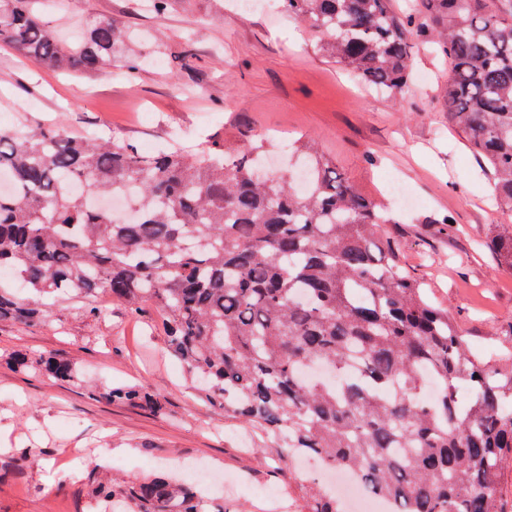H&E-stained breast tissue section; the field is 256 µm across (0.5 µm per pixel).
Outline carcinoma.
Masks as SVG:
<instances>
[{
	"label": "carcinoma",
	"mask_w": 512,
	"mask_h": 512,
	"mask_svg": "<svg viewBox=\"0 0 512 512\" xmlns=\"http://www.w3.org/2000/svg\"><path fill=\"white\" fill-rule=\"evenodd\" d=\"M324 50L393 96L410 83L416 15L450 64L444 108L482 158L496 204L512 214V0H280ZM41 0H0V43L63 71L112 63V19L74 45L40 17ZM263 142H180L156 154L105 135L76 138L26 124L0 129V320L43 322L54 302L98 315L109 294L137 313H162L169 349L201 399L260 432L281 458L317 456L359 474L394 512H506L499 482L512 463V353L470 352L448 310L398 259L365 198L307 141L288 164L309 174L299 195L284 174H261ZM131 189L134 219L116 223L90 200ZM512 271V233L497 239ZM329 369L336 384L303 369ZM39 374L78 378L49 356ZM438 383L427 399L426 380ZM469 393L460 402L459 391ZM159 409L135 387L102 393ZM299 512H342L316 480H299ZM113 512H224L166 477L91 482Z\"/></svg>",
	"instance_id": "obj_1"
}]
</instances>
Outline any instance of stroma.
<instances>
[{"label":"stroma","instance_id":"35a3bbf8","mask_svg":"<svg viewBox=\"0 0 512 512\" xmlns=\"http://www.w3.org/2000/svg\"><path fill=\"white\" fill-rule=\"evenodd\" d=\"M112 18L145 63L126 80L117 66L59 72L0 44V127L54 122L70 136L100 129L141 147L172 131L190 146L261 135L274 144L311 139L337 172L395 217L386 236L402 261L447 307L472 351L512 346V272L491 249L512 232L464 134L441 108L445 58L416 19L414 75L400 98L367 88L324 52L306 24L276 6L241 12L233 0H178L164 15L140 0H66L46 21L65 37L90 17ZM400 180L404 208L386 189ZM101 315L62 302L48 322H0V512H88L90 480L170 474L182 462L221 470L208 491L226 512H276L296 462L278 460L261 435L199 400L166 349L161 314L131 313L102 299ZM61 356L78 381L14 366ZM137 387L160 409L109 402L108 387Z\"/></svg>","mask_w":512,"mask_h":512}]
</instances>
